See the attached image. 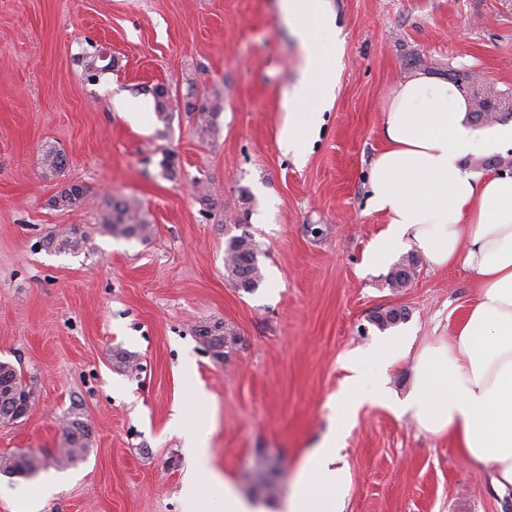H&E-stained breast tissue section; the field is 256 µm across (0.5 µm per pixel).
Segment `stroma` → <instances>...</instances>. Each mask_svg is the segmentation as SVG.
Returning a JSON list of instances; mask_svg holds the SVG:
<instances>
[{"mask_svg":"<svg viewBox=\"0 0 512 512\" xmlns=\"http://www.w3.org/2000/svg\"><path fill=\"white\" fill-rule=\"evenodd\" d=\"M331 4L345 38L340 86L300 163L277 143L299 47L276 0H0V361L21 368L35 397L0 425V456L31 449L44 472L59 471L38 512H186L190 460L170 422L198 386L211 396L197 418L210 467L279 512L336 419L349 359L403 330L419 346L450 338L474 303L460 266L422 259L409 287L387 286L389 265L367 260L385 224L367 208L366 179L386 96L403 78L467 69L512 96V0ZM95 50L112 67L92 79L84 56ZM159 85L171 93L166 123ZM191 90L221 106L211 139L186 112ZM47 145L68 158L61 176L44 172ZM70 182L88 188L86 204L54 207ZM113 197L139 207L150 241L93 232ZM69 226L88 231L83 250L46 247ZM242 229L263 251L252 293L224 270L225 242ZM390 307L407 317L379 329L372 317ZM219 322L237 335L220 359L196 334ZM69 418L90 445L60 470ZM341 455L352 472L345 512H512V490L496 493L448 437L384 402L359 410Z\"/></svg>","mask_w":512,"mask_h":512,"instance_id":"35a3bbf8","label":"stroma"}]
</instances>
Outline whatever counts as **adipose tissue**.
Masks as SVG:
<instances>
[{
    "label": "adipose tissue",
    "mask_w": 512,
    "mask_h": 512,
    "mask_svg": "<svg viewBox=\"0 0 512 512\" xmlns=\"http://www.w3.org/2000/svg\"><path fill=\"white\" fill-rule=\"evenodd\" d=\"M277 8L303 49L300 77L280 103L277 143L301 161L336 98L344 40L331 0H278ZM383 112L384 146L368 172L367 208L387 225L368 261L413 249L432 268L461 265L474 277L476 301L450 340L415 352L413 337L394 336L350 359L336 396L340 427L306 456L282 512H345L352 478L338 452L343 429L364 403L387 398L421 431L450 437L469 464L490 470L495 489L512 488V176L470 164L512 143V122L474 128L457 88L423 74L392 87ZM410 352V390L392 398L387 370ZM174 425L196 462L184 480L190 512H265L209 467L205 433L179 418Z\"/></svg>",
    "instance_id": "1"
}]
</instances>
